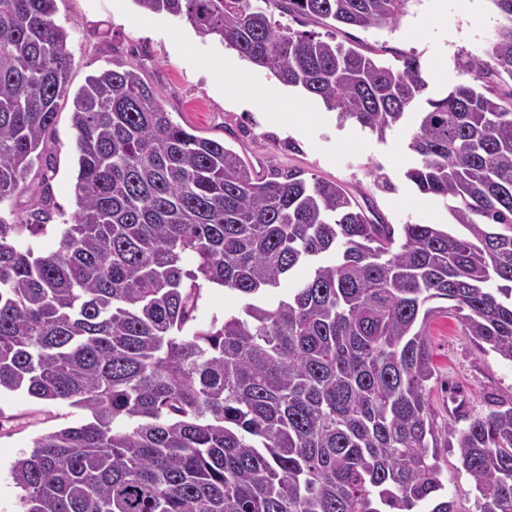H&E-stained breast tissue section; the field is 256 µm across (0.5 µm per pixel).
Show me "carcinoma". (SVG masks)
Masks as SVG:
<instances>
[{"mask_svg":"<svg viewBox=\"0 0 512 512\" xmlns=\"http://www.w3.org/2000/svg\"><path fill=\"white\" fill-rule=\"evenodd\" d=\"M134 2L380 138L417 112L404 177L459 229L373 220L302 168L257 173L174 123L136 69L89 76L71 112L77 210L51 223L46 186L26 223L0 213V394L87 414L12 461L18 512H457L434 499L441 446L482 512H512V406L449 431L428 398L438 318L512 361V92L486 84L512 82V0H491L487 58L460 54L469 80L437 98L418 56L338 40L396 25L408 0ZM54 13L0 0V203L53 138L71 67ZM206 285L242 311L193 326Z\"/></svg>","mask_w":512,"mask_h":512,"instance_id":"obj_1","label":"carcinoma"}]
</instances>
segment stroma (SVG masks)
<instances>
[{
	"instance_id": "1",
	"label": "stroma",
	"mask_w": 512,
	"mask_h": 512,
	"mask_svg": "<svg viewBox=\"0 0 512 512\" xmlns=\"http://www.w3.org/2000/svg\"><path fill=\"white\" fill-rule=\"evenodd\" d=\"M54 20L68 34L73 59L49 149L54 223H63L76 210L72 96L89 75L130 67L160 92L175 123L224 142L256 170L299 167L341 182L363 208L375 210L388 224L451 223L446 199L420 193L404 177L416 159L408 148L413 117H406L382 139L355 125L339 124L321 100L285 88L269 72L234 59L232 49L218 36H199L188 22L164 14H142L134 0H56ZM499 22L491 0H477L471 10L464 0H445L439 12L434 0H409L396 26L349 28L342 39L384 62H394L403 53L416 54L430 77L428 95L440 96L464 80L456 66L458 55L485 56ZM242 85L253 97L268 102L284 91L300 100L302 134L284 132L230 104L229 95ZM429 340L437 371L429 400L440 427L465 426L466 416L485 415L497 403L512 402V362L482 353L457 320H435ZM459 400L466 403L461 413L455 409ZM83 417V411L63 403L39 402L18 393L0 396V512L15 510L17 490L10 463L36 437ZM438 457L448 474L445 493L457 512H478L477 492L461 471L456 450L439 449Z\"/></svg>"
}]
</instances>
